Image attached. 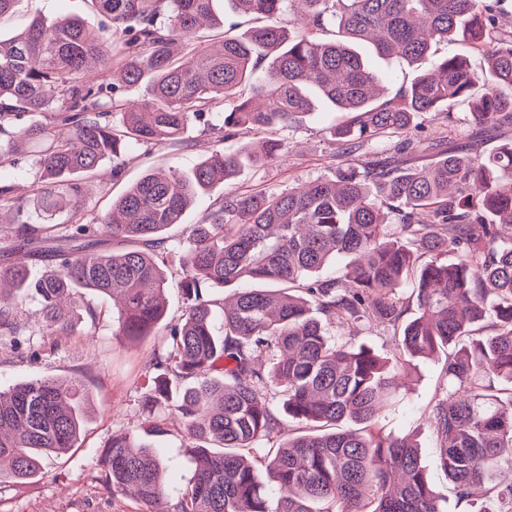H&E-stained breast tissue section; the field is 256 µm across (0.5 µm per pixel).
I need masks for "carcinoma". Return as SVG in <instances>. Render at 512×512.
<instances>
[{"label":"carcinoma","instance_id":"cac0c4a2","mask_svg":"<svg viewBox=\"0 0 512 512\" xmlns=\"http://www.w3.org/2000/svg\"><path fill=\"white\" fill-rule=\"evenodd\" d=\"M226 2L261 24L233 33ZM503 2L91 0L108 26L35 19L0 40V169L14 164L20 144L44 145L28 198L0 183V217L31 206L49 219L78 191V178L110 160L117 179L130 144L179 143L193 123L222 142L239 128L297 127L318 102L350 114L332 128L340 158L332 175L228 194L178 252L191 304L144 365L153 387L137 426L166 434L152 413L177 394L196 462L177 512H441L420 447L385 433L379 415L413 360L444 346L454 348L447 384L428 406L437 464L465 512H512V479L500 480L512 473V141L481 154L468 133L474 125L512 130ZM204 24L223 29L221 40L201 39ZM330 28L335 38L322 40ZM460 35L484 55L485 70L451 54L391 97L358 51L367 42L411 64ZM91 72L119 82L91 83ZM120 84L144 85L148 105L118 96ZM428 112L445 115L455 135L436 144L434 163L404 168L412 143L402 135ZM29 115L39 120L18 123ZM391 140L394 155L353 159ZM284 149L279 138L240 156L215 149L188 176L145 172L89 220L9 224L16 245L0 266V288L37 297L49 336L68 335L82 313L96 317L85 290L112 300L121 342L152 336L166 309V230L241 161L264 168ZM103 236L121 248H98ZM342 259L340 276H317ZM43 262L50 268L32 275ZM409 275L418 313L404 323L400 286ZM231 285L239 289L230 300L211 298L210 287ZM20 317L0 303V339L20 345ZM375 329L391 340L385 355L353 343ZM278 400L307 429L282 437ZM84 415L78 378H32L0 391L8 478L25 485L43 476L46 458L76 447ZM100 462L112 492L170 512L165 464L150 444L115 433Z\"/></svg>","mask_w":512,"mask_h":512}]
</instances>
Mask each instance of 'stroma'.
I'll list each match as a JSON object with an SVG mask.
<instances>
[{"label": "stroma", "instance_id": "1", "mask_svg": "<svg viewBox=\"0 0 512 512\" xmlns=\"http://www.w3.org/2000/svg\"><path fill=\"white\" fill-rule=\"evenodd\" d=\"M80 17L86 26L97 29L104 18L90 0H21L13 14L0 18V37L20 33L36 17L53 22L62 17ZM343 113L319 107L308 115L302 126L278 129L277 136L288 143L287 151L269 168L257 170L241 167L230 181L214 185L185 211L182 221L171 226L167 234L171 242H179L189 225L200 223L226 194L239 189H287L296 183L330 172L336 146L329 129L342 121ZM448 123L443 116L427 114L420 128L407 132L413 147L406 155L409 162H428L429 142L448 136ZM212 148L210 136L201 126H193L178 145L133 146L125 157L119 180L99 182L96 177L83 178V191L72 196L55 217L66 224L75 216L95 215L107 210L113 198L123 193L149 169H173L187 173L207 156ZM171 282L166 296V317L153 336L125 345L116 340V327L111 301L86 294L95 309V319H83L70 336L46 335L30 301H22L25 342L21 348L0 347V388L38 378H79L89 394L87 413L78 446L66 456L47 460L45 474L36 484L18 486L10 480L0 481V512H150L149 505L112 494L100 481V454L112 434L137 426L143 418L139 400L147 385L144 364L154 352L163 348L170 325L180 319L186 299L176 282L180 268L177 258H170L166 270ZM448 360L447 350H439L416 361L413 370L402 380L395 404L385 408L379 419L386 433L406 437L421 448V462L442 512H464L458 503L447 475L437 466L434 439L424 418V410L442 387ZM163 458L165 477L178 490H185L193 476L195 463L185 448L180 431L149 439Z\"/></svg>", "mask_w": 512, "mask_h": 512}]
</instances>
